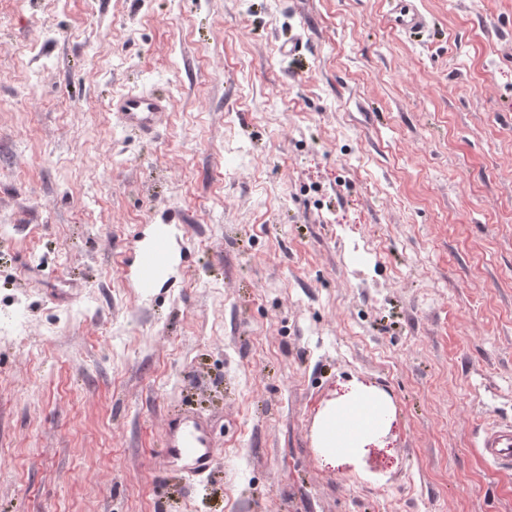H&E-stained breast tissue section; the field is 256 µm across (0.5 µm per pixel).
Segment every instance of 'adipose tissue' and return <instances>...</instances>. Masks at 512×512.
<instances>
[{
  "label": "adipose tissue",
  "mask_w": 512,
  "mask_h": 512,
  "mask_svg": "<svg viewBox=\"0 0 512 512\" xmlns=\"http://www.w3.org/2000/svg\"><path fill=\"white\" fill-rule=\"evenodd\" d=\"M385 409L386 403L378 394L360 390L349 393L323 414L317 430L318 447L329 451L364 447L381 432ZM353 410L365 413V421L355 427H341V419Z\"/></svg>",
  "instance_id": "ef3b65f1"
}]
</instances>
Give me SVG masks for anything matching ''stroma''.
<instances>
[{
  "label": "stroma",
  "mask_w": 512,
  "mask_h": 512,
  "mask_svg": "<svg viewBox=\"0 0 512 512\" xmlns=\"http://www.w3.org/2000/svg\"><path fill=\"white\" fill-rule=\"evenodd\" d=\"M389 2L0 0V512H512V0ZM355 389L390 424L329 459ZM393 24L400 31L410 36H420L428 28L424 15L415 0H393ZM163 100L156 96L128 94L112 102V110L125 128L142 134L153 132L164 112ZM139 263L141 271V287L144 290L152 288L154 275L165 264L167 255V241L162 232L156 235L148 247H139ZM386 407V402L378 394L360 390L349 393L322 415L317 430L318 448H326L330 455L336 454L333 448H349L341 452L344 455L352 453L356 448H363L383 429ZM353 410L364 412L365 421L355 427H341L339 422L346 414L344 421L354 422L356 415L348 414ZM166 456L180 462L193 476H208L214 464L213 428L208 419L194 412L170 418L166 428ZM480 447L488 460L497 466H512V421H495L481 436Z\"/></svg>",
  "instance_id": "stroma-1"
}]
</instances>
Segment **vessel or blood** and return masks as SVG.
<instances>
[{"label": "vessel or blood", "mask_w": 512, "mask_h": 512, "mask_svg": "<svg viewBox=\"0 0 512 512\" xmlns=\"http://www.w3.org/2000/svg\"><path fill=\"white\" fill-rule=\"evenodd\" d=\"M393 24L400 31L417 37L428 28L416 0H393ZM122 125L143 134L153 132L164 110L161 98L128 94L112 103ZM142 288H152L154 276L166 260L167 241L157 234L150 246L139 248ZM166 455L181 463L185 472L208 476L214 464L213 428L208 419L186 412L169 419L166 428ZM480 446L488 460L497 466H512V421H496L488 425L481 436Z\"/></svg>", "instance_id": "obj_1"}]
</instances>
